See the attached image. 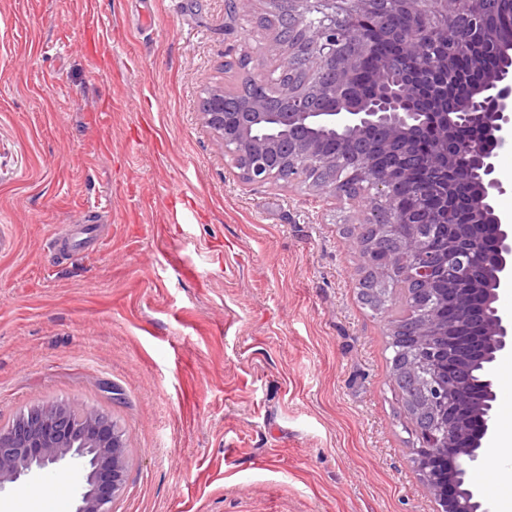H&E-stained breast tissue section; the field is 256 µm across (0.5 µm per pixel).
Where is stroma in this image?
<instances>
[{
    "mask_svg": "<svg viewBox=\"0 0 512 512\" xmlns=\"http://www.w3.org/2000/svg\"><path fill=\"white\" fill-rule=\"evenodd\" d=\"M277 28L265 0H0V425L111 416L115 512H437L359 294L360 203L242 183L199 119L278 64ZM104 197V250L50 249Z\"/></svg>",
    "mask_w": 512,
    "mask_h": 512,
    "instance_id": "1",
    "label": "stroma"
}]
</instances>
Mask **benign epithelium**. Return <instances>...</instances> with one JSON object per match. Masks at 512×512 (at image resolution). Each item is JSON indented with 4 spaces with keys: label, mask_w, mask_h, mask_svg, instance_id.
I'll use <instances>...</instances> for the list:
<instances>
[{
    "label": "benign epithelium",
    "mask_w": 512,
    "mask_h": 512,
    "mask_svg": "<svg viewBox=\"0 0 512 512\" xmlns=\"http://www.w3.org/2000/svg\"><path fill=\"white\" fill-rule=\"evenodd\" d=\"M266 2L282 23L275 36L282 47L279 64L271 69L265 58L252 59L242 83H267L277 89L276 98L240 100L237 88L210 86L200 119L244 183L304 185L357 202L370 196L374 206L357 221L380 224L384 238L405 244L402 277L427 290L448 281V319L428 313L408 330L423 337L427 359L437 366V377L421 389L439 420L419 438L418 449L448 453L452 462L442 475H429L421 455H414V466L451 487V494L437 498L439 512H490L466 478L485 460L496 426L492 365L512 351V317L496 306L500 290L512 285V223L494 207L506 192L495 160L512 145V36L484 32L500 54L499 66L491 69L484 56L460 49L465 41L448 38V20L463 14L466 0H390L408 21L404 31L389 30L377 0ZM363 14L375 15L392 53L375 56L371 42L349 27ZM452 57L473 76L466 97L448 96ZM231 104L239 111H226ZM366 128L380 132V142L353 149ZM427 129L435 142L422 154L414 142ZM324 138L339 141L340 148L323 147ZM412 166L425 172L428 194L439 207L460 193L473 200L466 223L444 225L442 252L417 234L420 224L441 223L439 211L395 214L388 206L393 185L408 183ZM348 171L357 173L365 190L346 192L341 175ZM487 224L495 226V252L484 258L479 231ZM457 328L468 335L444 359L442 348L428 339H447ZM477 367L485 370L479 379ZM126 459L123 434L109 416L77 404L34 409L0 428V491L63 465L79 474L74 512H112L125 484Z\"/></svg>",
    "instance_id": "obj_1"
}]
</instances>
